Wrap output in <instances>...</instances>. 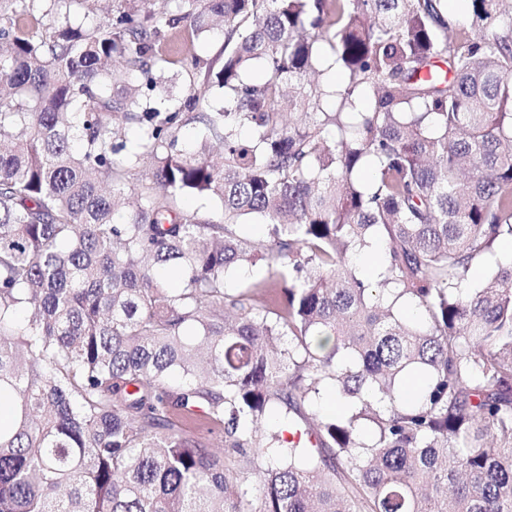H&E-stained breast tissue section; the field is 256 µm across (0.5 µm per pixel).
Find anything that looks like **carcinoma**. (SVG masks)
<instances>
[{
  "instance_id": "cac0c4a2",
  "label": "carcinoma",
  "mask_w": 512,
  "mask_h": 512,
  "mask_svg": "<svg viewBox=\"0 0 512 512\" xmlns=\"http://www.w3.org/2000/svg\"><path fill=\"white\" fill-rule=\"evenodd\" d=\"M72 2L0 13V512H512V0ZM194 43L196 46L201 48V54L204 59L215 61L218 58H222V51L224 49V32L215 33L211 37L201 36L196 39L192 36L189 29H181L173 31L170 36V40L162 45V50L176 51V50H189ZM180 208L184 212H197L198 215H201L205 218H209L212 220H220L222 219V208L221 206L208 198H200V197H189L183 199L180 204Z\"/></svg>"
}]
</instances>
